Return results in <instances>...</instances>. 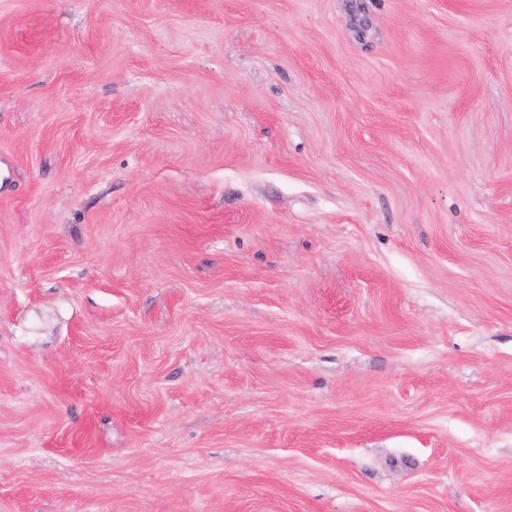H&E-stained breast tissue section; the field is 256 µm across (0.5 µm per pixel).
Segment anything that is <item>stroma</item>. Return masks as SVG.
Masks as SVG:
<instances>
[{
	"label": "stroma",
	"instance_id": "1",
	"mask_svg": "<svg viewBox=\"0 0 512 512\" xmlns=\"http://www.w3.org/2000/svg\"><path fill=\"white\" fill-rule=\"evenodd\" d=\"M0 512H512V0H0Z\"/></svg>",
	"mask_w": 512,
	"mask_h": 512
}]
</instances>
